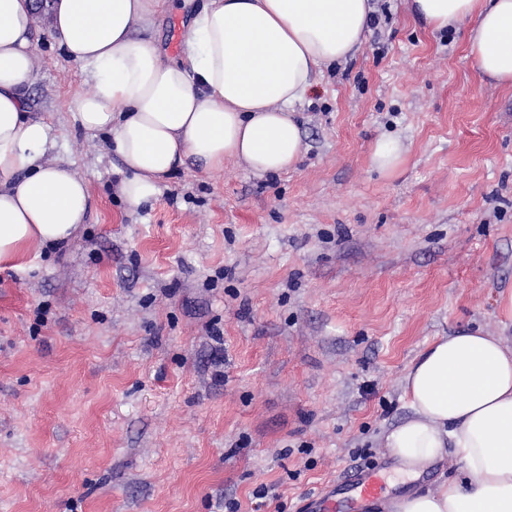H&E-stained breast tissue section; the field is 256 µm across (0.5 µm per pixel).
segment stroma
<instances>
[{
    "label": "stroma",
    "instance_id": "obj_1",
    "mask_svg": "<svg viewBox=\"0 0 512 512\" xmlns=\"http://www.w3.org/2000/svg\"><path fill=\"white\" fill-rule=\"evenodd\" d=\"M206 2L144 36L180 57ZM373 6L355 55L293 108L295 169L190 159L139 208L109 136L75 119L86 71L36 15L31 112L92 204L68 243L0 269V512H310L350 471L385 472L389 497L452 476L402 484L384 438L433 339L479 327L512 346V87L464 29ZM382 139L404 154L390 173L371 163Z\"/></svg>",
    "mask_w": 512,
    "mask_h": 512
}]
</instances>
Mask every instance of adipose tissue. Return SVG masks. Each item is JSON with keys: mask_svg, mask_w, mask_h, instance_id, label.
Instances as JSON below:
<instances>
[{"mask_svg": "<svg viewBox=\"0 0 512 512\" xmlns=\"http://www.w3.org/2000/svg\"><path fill=\"white\" fill-rule=\"evenodd\" d=\"M169 0H50V34L92 88L75 118L109 133L122 160L118 194L152 202L187 159L205 169L237 160L257 174L293 169L304 147L289 110L321 67L352 55L370 0H209L192 19L181 60H163L137 27ZM441 30L468 24L482 74L512 85V0H410ZM34 0H0V267L66 241L91 205L89 184L48 158V125L32 118L37 35ZM409 416L385 436L397 470L420 477L439 463L447 482L407 492L389 512H512V346L463 328L435 338L408 367Z\"/></svg>", "mask_w": 512, "mask_h": 512, "instance_id": "ef3b65f1", "label": "adipose tissue"}]
</instances>
